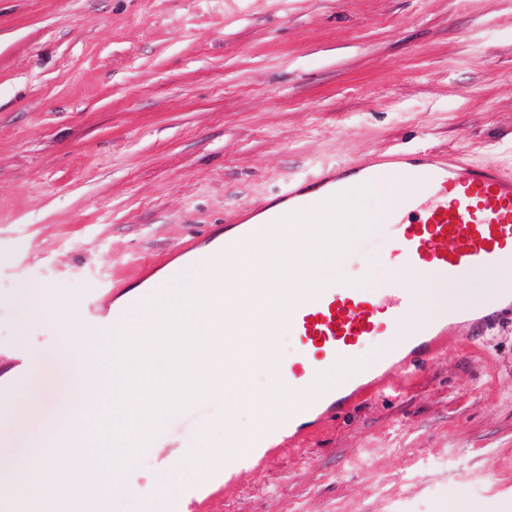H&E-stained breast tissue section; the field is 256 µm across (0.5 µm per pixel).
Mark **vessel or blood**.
I'll use <instances>...</instances> for the list:
<instances>
[{
	"mask_svg": "<svg viewBox=\"0 0 512 512\" xmlns=\"http://www.w3.org/2000/svg\"><path fill=\"white\" fill-rule=\"evenodd\" d=\"M386 161L397 186L389 215V246L398 260L393 276L366 286L334 283L290 301L288 333L296 337L300 352L295 361L278 364L276 378L298 393V401L273 422L257 420L248 434L226 428L222 471L192 461L193 478L163 500L144 496L143 512H198L206 488L244 485L276 455L301 446L358 401L384 393L397 379L447 352L461 334L475 339L512 320V289L488 301L449 302L440 319L417 315L422 282L455 283L475 271L492 277L512 272V174L453 158L439 163L427 150L392 153ZM379 171L376 163L362 162L289 181L279 189L275 205L259 208V220L228 225L223 241L189 257L239 272L255 244L273 243L272 232L282 217L315 212L321 199L347 191V178L363 185ZM153 294L144 289L129 296L127 306L114 308L113 329L124 328L135 314L141 327L150 326L146 305ZM377 336L386 339L383 356L316 387L319 376L356 358Z\"/></svg>",
	"mask_w": 512,
	"mask_h": 512,
	"instance_id": "obj_1",
	"label": "vessel or blood"
}]
</instances>
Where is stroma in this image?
Wrapping results in <instances>:
<instances>
[{
    "instance_id": "stroma-1",
    "label": "stroma",
    "mask_w": 512,
    "mask_h": 512,
    "mask_svg": "<svg viewBox=\"0 0 512 512\" xmlns=\"http://www.w3.org/2000/svg\"><path fill=\"white\" fill-rule=\"evenodd\" d=\"M428 143L512 168V0H0V379L24 351L20 282L60 290L75 337L175 252L283 181ZM373 229L339 265L383 270ZM41 370L0 419V473L34 451L83 375L52 321ZM170 415L131 482L226 417ZM512 512V322L340 414L207 512Z\"/></svg>"
}]
</instances>
